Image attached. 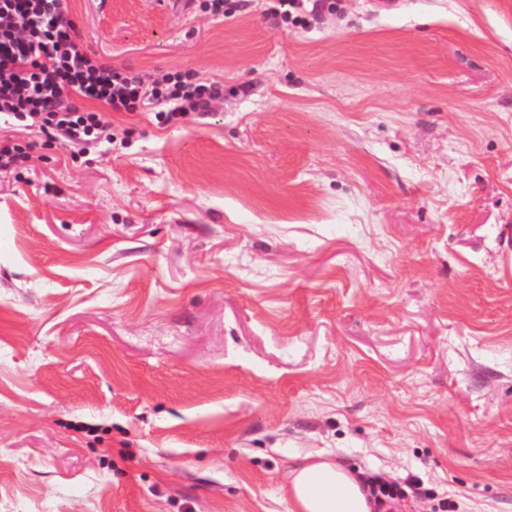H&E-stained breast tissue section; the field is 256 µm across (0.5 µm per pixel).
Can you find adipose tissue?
Masks as SVG:
<instances>
[{"label":"adipose tissue","mask_w":512,"mask_h":512,"mask_svg":"<svg viewBox=\"0 0 512 512\" xmlns=\"http://www.w3.org/2000/svg\"><path fill=\"white\" fill-rule=\"evenodd\" d=\"M288 512H373L363 478L326 451L297 457L285 490Z\"/></svg>","instance_id":"adipose-tissue-1"}]
</instances>
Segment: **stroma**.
Instances as JSON below:
<instances>
[{"label":"stroma","mask_w":512,"mask_h":512,"mask_svg":"<svg viewBox=\"0 0 512 512\" xmlns=\"http://www.w3.org/2000/svg\"><path fill=\"white\" fill-rule=\"evenodd\" d=\"M224 87L0 174V512H288L295 456L512 512V0H67Z\"/></svg>","instance_id":"35a3bbf8"}]
</instances>
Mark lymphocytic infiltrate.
<instances>
[{"label":"lymphocytic infiltrate","instance_id":"f902f5d3","mask_svg":"<svg viewBox=\"0 0 512 512\" xmlns=\"http://www.w3.org/2000/svg\"><path fill=\"white\" fill-rule=\"evenodd\" d=\"M105 112L64 104L69 95ZM221 91L168 73L152 82L92 60L78 42L65 0H0V115L36 124L48 139L89 146L110 136L106 112H133L144 100L160 122L207 111Z\"/></svg>","mask_w":512,"mask_h":512}]
</instances>
